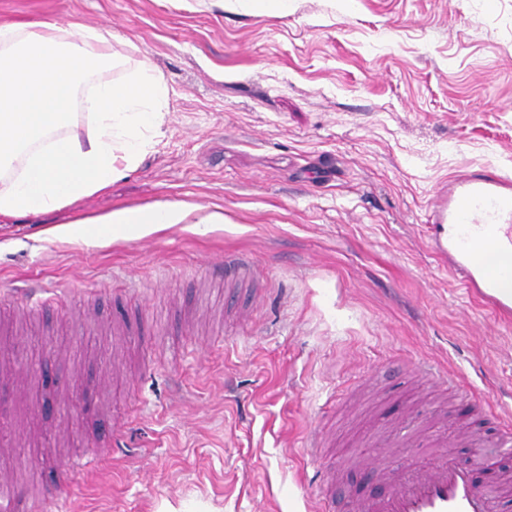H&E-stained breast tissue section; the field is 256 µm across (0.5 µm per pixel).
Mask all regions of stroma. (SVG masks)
Wrapping results in <instances>:
<instances>
[{
	"label": "stroma",
	"mask_w": 512,
	"mask_h": 512,
	"mask_svg": "<svg viewBox=\"0 0 512 512\" xmlns=\"http://www.w3.org/2000/svg\"><path fill=\"white\" fill-rule=\"evenodd\" d=\"M110 25L170 87L159 135L105 191L0 219V476L11 512H315L301 446L386 493L371 462L423 434L472 432L512 387V324L427 248L449 177L512 175V0H0L1 22ZM175 205L179 223L75 243L51 227ZM246 256L235 281L210 262ZM36 280L29 310L16 289ZM462 371L456 391L414 359ZM123 447L63 475L113 429Z\"/></svg>",
	"instance_id": "35a3bbf8"
}]
</instances>
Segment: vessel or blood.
Here are the masks:
<instances>
[{"mask_svg": "<svg viewBox=\"0 0 512 512\" xmlns=\"http://www.w3.org/2000/svg\"><path fill=\"white\" fill-rule=\"evenodd\" d=\"M429 247L447 261L460 284L476 292L496 313L512 315V179L491 172L462 173L441 187L429 206ZM417 464L375 465L387 483L384 496H352L350 512H497L512 490L486 458L460 465L447 438ZM318 512H335L336 482L323 474Z\"/></svg>", "mask_w": 512, "mask_h": 512, "instance_id": "1", "label": "vessel or blood"}]
</instances>
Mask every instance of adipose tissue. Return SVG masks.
I'll return each mask as SVG.
<instances>
[{
    "label": "adipose tissue",
    "instance_id": "obj_1",
    "mask_svg": "<svg viewBox=\"0 0 512 512\" xmlns=\"http://www.w3.org/2000/svg\"><path fill=\"white\" fill-rule=\"evenodd\" d=\"M112 39L107 26L0 24V217L55 211L105 191L159 131L166 80L148 62L115 53ZM180 219L177 207H146L51 233L88 242Z\"/></svg>",
    "mask_w": 512,
    "mask_h": 512
}]
</instances>
